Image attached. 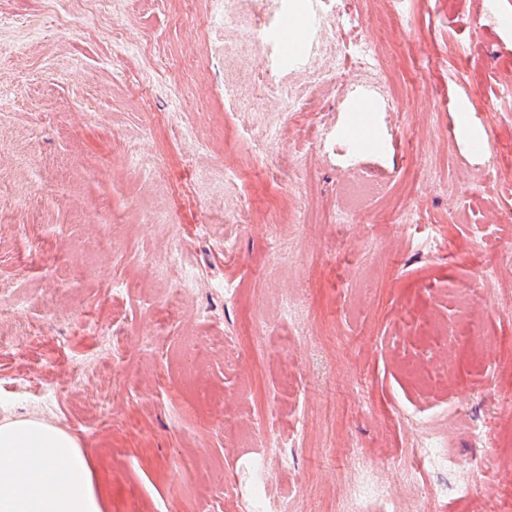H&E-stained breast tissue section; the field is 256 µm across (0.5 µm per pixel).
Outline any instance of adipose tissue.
Returning a JSON list of instances; mask_svg holds the SVG:
<instances>
[{
	"mask_svg": "<svg viewBox=\"0 0 512 512\" xmlns=\"http://www.w3.org/2000/svg\"><path fill=\"white\" fill-rule=\"evenodd\" d=\"M76 439L34 418L0 420V512H104Z\"/></svg>",
	"mask_w": 512,
	"mask_h": 512,
	"instance_id": "obj_1",
	"label": "adipose tissue"
}]
</instances>
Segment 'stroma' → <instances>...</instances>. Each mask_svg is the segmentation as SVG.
<instances>
[{
  "label": "stroma",
  "instance_id": "stroma-1",
  "mask_svg": "<svg viewBox=\"0 0 512 512\" xmlns=\"http://www.w3.org/2000/svg\"><path fill=\"white\" fill-rule=\"evenodd\" d=\"M356 5L329 38L313 0H242L202 39L173 0H0L29 23L0 25V417L73 435L107 512H336L362 461L406 498L410 412L475 480L428 512H512V34L484 0ZM363 98L383 152L345 135Z\"/></svg>",
  "mask_w": 512,
  "mask_h": 512
}]
</instances>
